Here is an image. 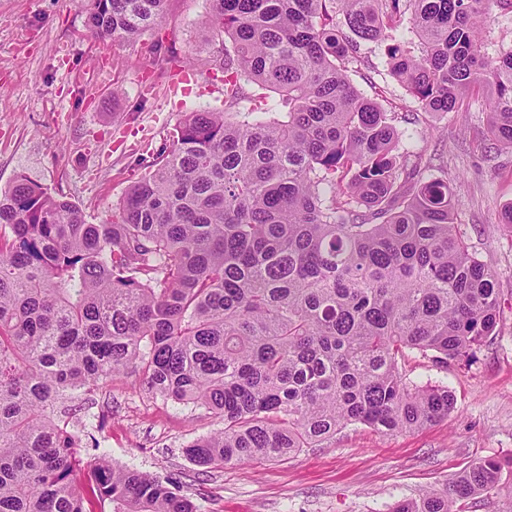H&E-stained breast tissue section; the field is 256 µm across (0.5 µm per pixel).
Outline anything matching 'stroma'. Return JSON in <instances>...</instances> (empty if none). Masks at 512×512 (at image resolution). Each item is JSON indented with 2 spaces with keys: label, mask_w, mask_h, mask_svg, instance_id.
Here are the masks:
<instances>
[{
  "label": "stroma",
  "mask_w": 512,
  "mask_h": 512,
  "mask_svg": "<svg viewBox=\"0 0 512 512\" xmlns=\"http://www.w3.org/2000/svg\"><path fill=\"white\" fill-rule=\"evenodd\" d=\"M89 9L88 0H0V191L24 174L99 224L185 113L223 108L224 76L202 48L209 0H169L162 25L136 41L94 38ZM384 50L362 44L366 63L350 80L395 113L400 151L433 158L447 179L460 235L498 278L497 327L445 368L415 350L398 357L406 382L447 388L453 408L442 421L395 434L349 424L320 447L205 474L184 450L223 421L149 391L141 373L114 377L97 393L110 416L101 452L178 482L198 512H391L478 460H512V233L501 226L512 150L493 145L486 102L418 112Z\"/></svg>",
  "instance_id": "35a3bbf8"
}]
</instances>
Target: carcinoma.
Returning a JSON list of instances; mask_svg holds the SVG:
<instances>
[{
	"label": "carcinoma",
	"mask_w": 512,
	"mask_h": 512,
	"mask_svg": "<svg viewBox=\"0 0 512 512\" xmlns=\"http://www.w3.org/2000/svg\"><path fill=\"white\" fill-rule=\"evenodd\" d=\"M91 2L107 40L160 25L168 0ZM496 9L512 0H209L224 109L185 113L111 221L26 175L0 193V512H197L168 481L82 456L65 402L128 369L224 421L185 448L206 469L448 416V390L406 384L397 356L468 355L500 288L448 180L399 153L395 116L347 71L360 42L383 43L426 114L487 92L512 149V48L483 37ZM251 85L272 109L240 111ZM501 479L480 460L391 512H454Z\"/></svg>",
	"instance_id": "carcinoma-1"
}]
</instances>
